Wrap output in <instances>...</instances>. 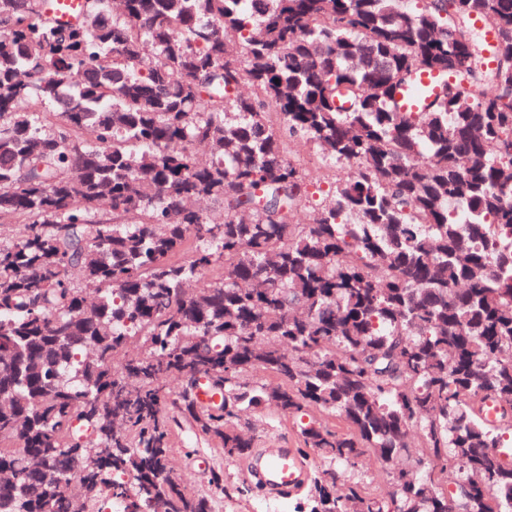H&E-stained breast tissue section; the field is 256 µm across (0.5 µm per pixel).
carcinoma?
Segmentation results:
<instances>
[{
    "mask_svg": "<svg viewBox=\"0 0 512 512\" xmlns=\"http://www.w3.org/2000/svg\"><path fill=\"white\" fill-rule=\"evenodd\" d=\"M50 9L0 0V512H211L171 422L235 459L266 408L349 427L295 512H512V0ZM286 136L353 168L309 224ZM419 83L424 93H417L414 89L405 87L396 95V101L403 112H420L433 98L432 80L427 73H422ZM363 471L365 473L364 486L368 492L376 496L387 497L396 493L388 468L367 457L365 460Z\"/></svg>",
    "mask_w": 512,
    "mask_h": 512,
    "instance_id": "1",
    "label": "carcinoma"
}]
</instances>
